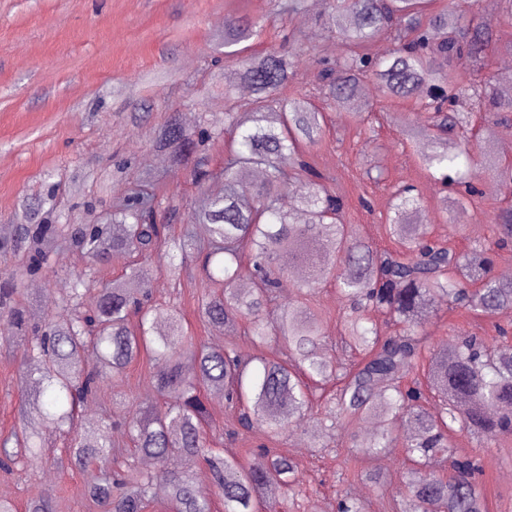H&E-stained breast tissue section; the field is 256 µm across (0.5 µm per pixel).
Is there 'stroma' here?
<instances>
[{
  "label": "stroma",
  "instance_id": "35a3bbf8",
  "mask_svg": "<svg viewBox=\"0 0 512 512\" xmlns=\"http://www.w3.org/2000/svg\"><path fill=\"white\" fill-rule=\"evenodd\" d=\"M284 0H0V228L17 224L25 207L53 202L65 224L87 221L86 202L110 209L133 185L140 172L160 173L169 187L194 198L187 169L157 148L155 134L170 114H179L187 129L201 121L224 125V91L210 86V72L219 68L218 43L226 18L261 19L260 37L252 50L282 45L288 20L281 14ZM322 8H309L298 27L304 50L297 57L296 74L286 84L284 98H310L325 112L321 140L311 148V160L336 179L347 203L346 221L358 235L381 250L395 249L386 229L392 193L411 184L423 198L431 233L457 252L473 242H490L502 205L498 193L486 192L468 204L459 222L443 210L448 190L432 179L418 156L425 140L406 145L393 123L394 115L416 119L413 100L384 105L372 125L360 124L348 111L327 105L315 83L322 61L334 60L338 45L321 26ZM371 148H364V140ZM383 171L375 183L368 168ZM66 262L50 255L26 288L29 308L53 307L66 294L70 275L81 272L95 290L124 272L123 262H91L66 248ZM149 285L158 315L180 306L189 335L212 343L215 328L200 321L197 305L211 283L200 268L174 284L151 271ZM88 293L85 309H93L97 295ZM489 337L492 320L464 317L439 307L429 325L432 341L443 345L458 331ZM16 361L0 357V434L19 422L20 394L14 385ZM153 367L146 362L105 383L90 406L97 414L120 418L131 403L152 396ZM362 428L338 429L332 437H313L293 431L281 437L279 453L297 463V478L308 492L299 507L279 499L277 512H336V452L350 443L365 444ZM459 447L479 454L487 479L488 512H512V434L483 445L465 438ZM371 467L384 482L375 488L350 478L351 493L370 503V512H391L389 492L398 490L408 474L400 449L373 458ZM86 477L38 459L7 472L0 469V491L18 512L34 498L53 503L56 512H93L84 496Z\"/></svg>",
  "mask_w": 512,
  "mask_h": 512
}]
</instances>
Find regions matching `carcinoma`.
<instances>
[{"mask_svg": "<svg viewBox=\"0 0 512 512\" xmlns=\"http://www.w3.org/2000/svg\"><path fill=\"white\" fill-rule=\"evenodd\" d=\"M430 0H327L324 26L340 42V53L320 72L321 91L337 108L359 111L365 80L373 81L377 99L386 103L414 99L429 114L427 124L405 123L403 138H426L429 150L420 162L446 184L461 211L478 193L480 172L461 165L448 151V137L473 130V112L455 109L467 96L509 128L512 94L494 77L478 76L496 40L492 22L476 23L449 0L428 10ZM257 19L224 22V56L239 58L224 72V128L204 124L182 130L169 117L156 144L179 162L194 159L190 170L197 203L189 223L173 239L166 235V213L182 201L181 193L145 177L114 202L109 222L62 228L56 224H22L13 251L29 254L27 266L0 270V320L7 329H29L30 342L14 349L0 336V353L19 357L16 378L21 394L22 425L0 437V467L36 456L35 441L49 433L66 434L68 466L86 475L84 494L99 512H212L213 500L195 482L192 467L208 464L214 495L224 512H257L265 497L279 492L305 495L295 463L273 448H262L255 462L222 455L210 427L203 392L224 391L231 419L225 435L236 438L261 431L270 439L299 428L328 435L346 425L383 415L380 427L363 445L336 456V482L347 472L382 487L369 459L401 446L410 478L390 494L400 512H486L482 470L477 455L448 445L453 434L476 439L512 432V346L461 332L453 344L430 346L426 321L435 308L447 306L468 315L491 318L512 309V279L492 275L488 248L474 243L456 253L429 234L415 188L394 195L388 234L399 251H380L344 224V203L324 175L305 160L306 149L322 137L325 117L301 98L280 97L293 74L302 42L288 28V50L244 54L238 45L258 35ZM387 38L396 44L381 60L369 46ZM252 89L249 107L233 100L237 85ZM224 139V159L209 167L212 142ZM288 159V166L282 165ZM224 181V193H208L211 180ZM301 181L293 202L281 198L282 185ZM512 186V165L494 166L492 189ZM499 241L512 242V205L495 216ZM75 245L88 259L142 257L158 260L160 271L178 280L192 259L202 260L215 285L199 302L203 321L224 330V345L194 343L186 336L185 317L171 308L159 328L148 308L150 290L143 268L134 262L112 284L98 289L95 308L81 310L90 291L82 277L72 280L65 297L34 316L23 305L24 276L36 273L49 252ZM337 256L334 281L348 302L343 322L354 360L345 365L325 348L321 313L312 305L315 291L331 270L315 261L319 248ZM295 264L309 267L308 278L295 284V295H281ZM248 278V288L238 287ZM389 316L398 329H380L370 318ZM253 351L238 348L237 332ZM147 357L155 363V400L130 407L124 422L132 448L114 434L110 414L95 426H78L79 411L102 384L123 375ZM406 420L416 433L398 441L397 423ZM134 456L159 461L155 472L138 469ZM447 461L436 470L432 463ZM164 483L167 502L155 497ZM339 512H367V504L342 489Z\"/></svg>", "mask_w": 512, "mask_h": 512, "instance_id": "cac0c4a2", "label": "carcinoma"}]
</instances>
